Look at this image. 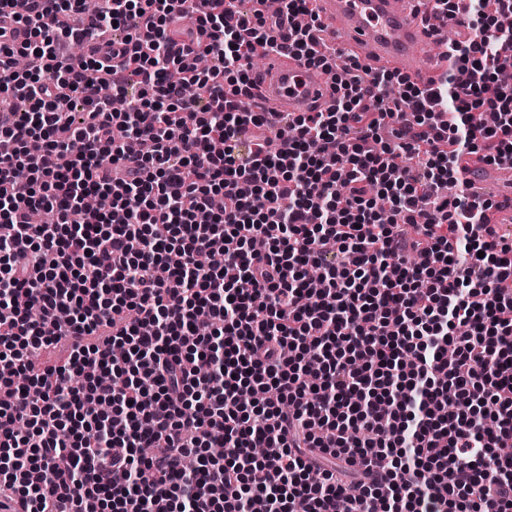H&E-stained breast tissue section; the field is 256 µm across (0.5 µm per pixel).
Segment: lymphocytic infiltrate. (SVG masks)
Returning <instances> with one entry per match:
<instances>
[{
    "label": "lymphocytic infiltrate",
    "instance_id": "obj_1",
    "mask_svg": "<svg viewBox=\"0 0 512 512\" xmlns=\"http://www.w3.org/2000/svg\"><path fill=\"white\" fill-rule=\"evenodd\" d=\"M26 2L27 40L0 46V493L512 512V240L464 177L512 161V0H468L429 86L353 58L295 115L257 106L252 62L329 69L307 0H103L81 26L82 0ZM116 30L105 58L69 55ZM43 208L57 223H30Z\"/></svg>",
    "mask_w": 512,
    "mask_h": 512
}]
</instances>
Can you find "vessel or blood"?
<instances>
[{
	"instance_id": "1",
	"label": "vessel or blood",
	"mask_w": 512,
	"mask_h": 512,
	"mask_svg": "<svg viewBox=\"0 0 512 512\" xmlns=\"http://www.w3.org/2000/svg\"><path fill=\"white\" fill-rule=\"evenodd\" d=\"M316 15L315 39L332 43L345 39L378 68L396 69L412 82L427 85L440 71L437 35L454 24L453 18L424 11L419 0H310ZM24 0H13L0 10V43L26 41L28 28L20 23ZM259 94L271 112H305L312 101L326 103L331 89L323 70L301 65L294 58L269 55ZM466 179L478 195L505 191L512 194V166H469Z\"/></svg>"
}]
</instances>
